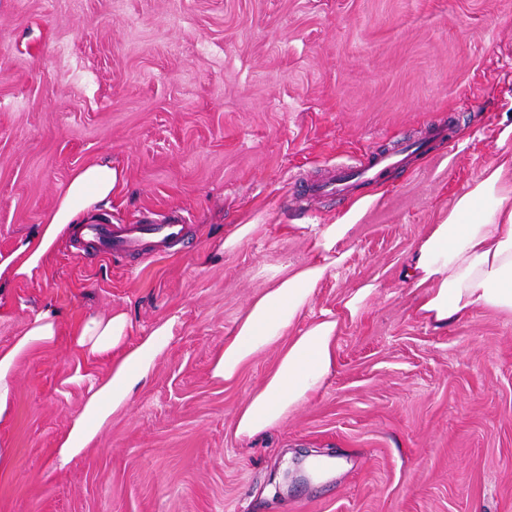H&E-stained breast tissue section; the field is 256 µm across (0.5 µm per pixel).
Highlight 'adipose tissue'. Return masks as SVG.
Segmentation results:
<instances>
[{"label":"adipose tissue","mask_w":512,"mask_h":512,"mask_svg":"<svg viewBox=\"0 0 512 512\" xmlns=\"http://www.w3.org/2000/svg\"><path fill=\"white\" fill-rule=\"evenodd\" d=\"M500 176L495 169L478 181L412 249L404 277L421 290L416 313L434 326L462 321L479 307L512 316V203L498 193ZM120 180V171L108 162L75 170L38 233L20 240L10 254H0V281L40 278L71 224L110 202ZM351 229L344 219L313 225V259L253 299L215 356L212 377L231 382L257 356L271 349L279 352L274 370L238 411L237 435L253 438L275 428L334 374L341 319L356 317L375 287L367 283L351 292L342 314L325 311L309 319L305 313L326 276L342 267L345 255L339 244ZM177 324L172 316L144 333L119 309L76 326L72 336L83 356L108 359L109 366L104 373L73 378L88 388L80 413L58 445L63 461L80 455L109 416L129 403L150 377ZM57 334L55 317L40 311L21 336L0 348V422L10 416L17 362L53 345Z\"/></svg>","instance_id":"adipose-tissue-1"}]
</instances>
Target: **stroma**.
Segmentation results:
<instances>
[{
	"label": "stroma",
	"mask_w": 512,
	"mask_h": 512,
	"mask_svg": "<svg viewBox=\"0 0 512 512\" xmlns=\"http://www.w3.org/2000/svg\"><path fill=\"white\" fill-rule=\"evenodd\" d=\"M449 122L447 137L427 138ZM512 0H0V253L34 234L74 170L123 181L84 223L186 229L167 253L72 257L0 285V347L51 310L0 423V512H512V318L444 328L405 281L415 241L487 171L512 198ZM421 144L348 197L307 187L372 151ZM348 218L345 262L312 314L376 295L336 341L324 388L265 435L235 433L276 352L232 382L213 357L246 307L312 257L311 224ZM254 232L227 250L239 225ZM125 310L175 336L128 409L62 462L84 393L70 336ZM376 288L367 283L351 292L343 302V314L349 318H355L366 302L373 296Z\"/></svg>",
	"instance_id": "obj_1"
}]
</instances>
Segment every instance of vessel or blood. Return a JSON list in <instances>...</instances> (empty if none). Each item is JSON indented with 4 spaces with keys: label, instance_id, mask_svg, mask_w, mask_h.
Here are the masks:
<instances>
[{
    "label": "vessel or blood",
    "instance_id": "vessel-or-blood-1",
    "mask_svg": "<svg viewBox=\"0 0 512 512\" xmlns=\"http://www.w3.org/2000/svg\"><path fill=\"white\" fill-rule=\"evenodd\" d=\"M396 162V153L373 154L355 167L337 169L328 180L313 185L310 195L317 198L340 194L353 180L378 177ZM184 231V224L176 220L164 224H82L78 226L75 233L77 246L74 255L80 258L92 252L109 258L145 250L161 251L179 240Z\"/></svg>",
    "mask_w": 512,
    "mask_h": 512
}]
</instances>
